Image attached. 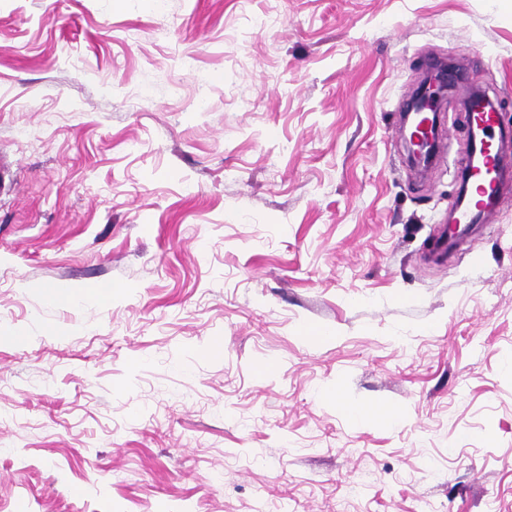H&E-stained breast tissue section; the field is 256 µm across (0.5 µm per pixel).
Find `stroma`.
<instances>
[{
    "label": "stroma",
    "instance_id": "stroma-1",
    "mask_svg": "<svg viewBox=\"0 0 512 512\" xmlns=\"http://www.w3.org/2000/svg\"><path fill=\"white\" fill-rule=\"evenodd\" d=\"M451 59L512 128V0H0V512H512V192L435 256L465 112L396 133ZM449 72L446 68L445 74H429L419 83V88L412 96V110L407 115L414 114L420 117L430 113V116H422L415 125V130L405 140V145L410 157L415 156L427 169L432 165L435 158L434 145L431 143V132L436 127L437 117L442 112L444 104L448 100V90L453 85L449 80Z\"/></svg>",
    "mask_w": 512,
    "mask_h": 512
}]
</instances>
